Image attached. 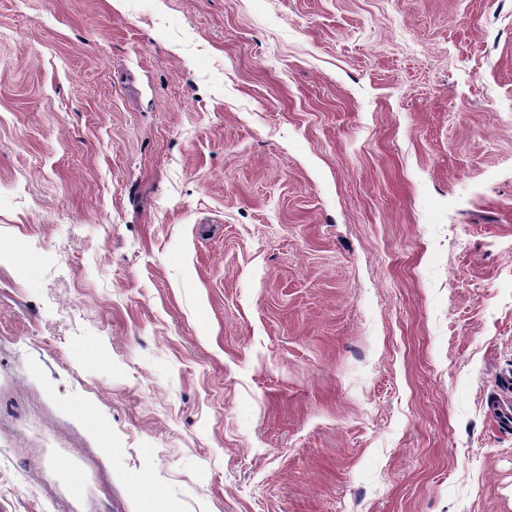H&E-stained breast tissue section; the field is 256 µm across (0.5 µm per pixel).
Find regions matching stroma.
Here are the masks:
<instances>
[{
  "label": "stroma",
  "mask_w": 512,
  "mask_h": 512,
  "mask_svg": "<svg viewBox=\"0 0 512 512\" xmlns=\"http://www.w3.org/2000/svg\"><path fill=\"white\" fill-rule=\"evenodd\" d=\"M0 0V512H512V0Z\"/></svg>",
  "instance_id": "stroma-1"
}]
</instances>
